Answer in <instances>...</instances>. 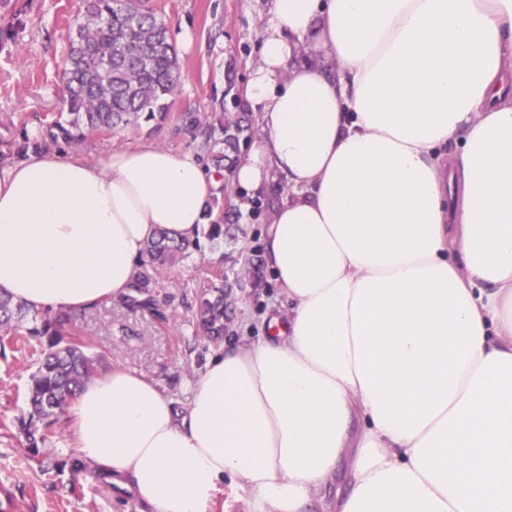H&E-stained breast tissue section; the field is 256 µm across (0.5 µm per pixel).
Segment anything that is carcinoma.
Masks as SVG:
<instances>
[{"label": "carcinoma", "mask_w": 512, "mask_h": 512, "mask_svg": "<svg viewBox=\"0 0 512 512\" xmlns=\"http://www.w3.org/2000/svg\"><path fill=\"white\" fill-rule=\"evenodd\" d=\"M66 111L41 122L33 137L22 132V145L16 158L24 160L27 151L40 152L46 143L73 147L89 137L109 136L118 129L143 119L163 121L167 101L179 84L178 59L169 30L147 0H82L71 27L65 68ZM183 126L202 138L208 147L218 176H223L224 148H238L257 133L251 121L237 118L229 126H215L197 112L179 116ZM221 149H216V146ZM209 223L200 234L214 247L224 243V208L208 206ZM199 240H177L161 232L146 246V260L131 285L126 302L131 307L149 309L150 289L155 287L159 268L183 258ZM198 319L206 335L214 341L224 336V290L212 295L199 292ZM79 313L59 311L39 316V311L8 295H0V328L10 330L31 320L38 325L28 330L21 342L37 354L36 368L30 375L28 418L21 421L27 451L38 456L50 452L41 427L61 413L68 401L92 376L93 359L85 346L63 341L62 328L77 322Z\"/></svg>", "instance_id": "obj_1"}]
</instances>
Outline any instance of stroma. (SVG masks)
<instances>
[{
  "instance_id": "35a3bbf8",
  "label": "stroma",
  "mask_w": 512,
  "mask_h": 512,
  "mask_svg": "<svg viewBox=\"0 0 512 512\" xmlns=\"http://www.w3.org/2000/svg\"><path fill=\"white\" fill-rule=\"evenodd\" d=\"M165 19L179 60L181 81L161 124L145 123L109 137H94L76 154L100 161L115 147L152 144L181 153L200 143L179 116L200 113L207 121L250 111L244 90L259 58L261 33L269 15L266 0H153ZM80 0H0V152L35 131L40 117L64 109L62 66L70 24ZM283 192L274 188L250 200L223 249L208 241L164 269L151 292L153 310L111 299L84 311L67 339L81 340L99 357V372L115 367L154 381L184 406L210 355L219 344L204 338L196 323L198 284L224 269V342L255 339L264 332L269 310L286 307L273 276L264 267L245 272L246 259H259L262 230ZM35 364L27 352L0 347V512H150L131 496L115 493L96 466L74 476L77 460L69 413L51 425L49 457L26 450L18 427L26 416L29 375Z\"/></svg>"
}]
</instances>
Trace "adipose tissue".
Here are the masks:
<instances>
[{
	"mask_svg": "<svg viewBox=\"0 0 512 512\" xmlns=\"http://www.w3.org/2000/svg\"><path fill=\"white\" fill-rule=\"evenodd\" d=\"M233 168L288 188L262 233L288 312L212 355L176 409L116 367L75 446L151 512H512V0H269ZM197 152L0 165V292L84 311L126 295L159 232L194 238ZM210 510L212 512H252L250 497L242 490L224 483L219 485Z\"/></svg>",
	"mask_w": 512,
	"mask_h": 512,
	"instance_id": "ef3b65f1",
	"label": "adipose tissue"
}]
</instances>
